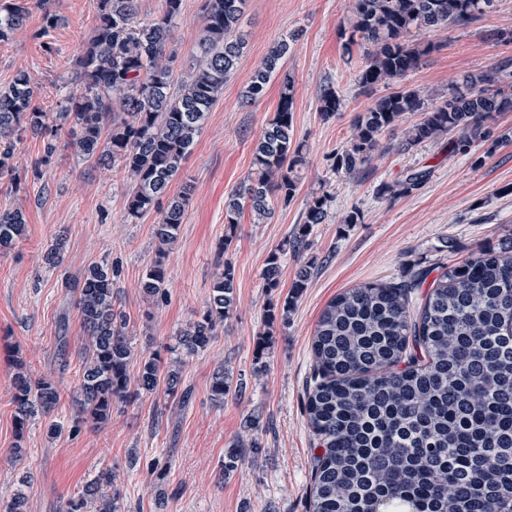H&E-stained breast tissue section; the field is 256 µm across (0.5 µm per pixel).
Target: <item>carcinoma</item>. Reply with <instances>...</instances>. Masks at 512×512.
Instances as JSON below:
<instances>
[{
    "instance_id": "cac0c4a2",
    "label": "carcinoma",
    "mask_w": 512,
    "mask_h": 512,
    "mask_svg": "<svg viewBox=\"0 0 512 512\" xmlns=\"http://www.w3.org/2000/svg\"><path fill=\"white\" fill-rule=\"evenodd\" d=\"M493 0H346L349 41L363 49L358 83L386 85L417 68L434 43L410 41L413 30L463 28ZM98 23L78 58L80 88L65 94L62 111L35 104L37 86L20 71L0 87V180L19 187L14 163L17 144L30 133L43 139L46 164L61 145L73 146L96 166L120 168L133 183L126 219L135 222L159 208L156 259L140 281L148 297L165 294L164 259L183 223L188 197L168 196L209 111L235 68L245 42L234 36L246 0H204V33L189 77L171 92L172 33L182 0H162L152 18L139 16V0H97ZM29 13L24 0H0V42L11 39ZM288 41L274 43L244 92L247 103L263 98L271 78L283 68ZM497 69L465 75L448 88V98L425 103L420 91L402 89L377 98L353 122L345 149L330 157L334 174H354L379 148L380 136L408 112L423 113L401 143L408 150L451 133L452 152L467 154L490 137L491 124L512 112V91L497 83ZM277 111L254 148V172L224 204L230 233L219 253V273L201 319L178 335L183 357L205 350L236 303L234 267L224 260L244 205L258 222L274 214L273 203L288 202L298 188L296 171L305 164L294 144V80L284 74ZM343 101L327 86L319 112L330 118ZM423 169L409 171L384 195L403 196L421 188ZM330 194L311 198L303 224L289 239L301 253L314 224L328 217ZM26 233L19 210H0V252ZM312 265L303 266L292 293L266 310L267 324L288 322ZM280 250L262 273L264 287H279ZM117 270L93 265L83 277L65 282L75 298L88 352L78 411L97 423L112 415L114 402L151 394L166 373L168 394L179 390V370L165 369L153 355L142 359L130 378L132 354L126 321L114 308ZM420 271L410 283H367L334 297L321 312L312 339L314 367L305 414L320 453L313 455L307 512H499L512 508V246L483 249L461 265L426 282ZM427 286L416 316L408 311V291ZM233 388L224 369L213 373L212 400L223 403ZM60 394L52 379L15 378L13 403L18 436L55 408ZM249 426L246 436L224 456V474L261 449ZM112 471L99 472L65 512H115L108 489Z\"/></svg>"
}]
</instances>
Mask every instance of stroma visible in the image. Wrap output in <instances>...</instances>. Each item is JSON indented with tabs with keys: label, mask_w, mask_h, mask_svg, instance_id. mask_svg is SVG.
Here are the masks:
<instances>
[{
	"label": "stroma",
	"mask_w": 512,
	"mask_h": 512,
	"mask_svg": "<svg viewBox=\"0 0 512 512\" xmlns=\"http://www.w3.org/2000/svg\"><path fill=\"white\" fill-rule=\"evenodd\" d=\"M49 9L62 17L56 27L45 29V11L33 4L22 30L0 43V86L27 71L38 87L37 104L54 112L75 85L78 56L96 24L97 0H51ZM345 19L343 0H247L240 27L243 54L171 184L172 194L188 193L189 203L165 261V298L146 299L139 288L156 257L159 213L126 222L130 183L124 172L91 166L71 146L59 148L51 163L38 169L34 162L43 152L42 139L27 135L18 144L21 187H0V209H22L28 225L25 238L0 253V512H7L20 489L28 512H62L67 500L105 469L116 475V512H306L313 436L304 402L314 365L312 337L328 302L347 289L456 265L512 240V112L501 114L489 140L466 155L449 153L444 136L402 150L407 128L421 118L408 114L382 134V151L360 174L329 172L330 157L347 145L357 113L388 92L383 85L359 87L362 53L346 48ZM203 26V0H183L173 31L181 65L176 82L186 76ZM501 29H512V0H493L468 27L427 33L436 48L403 79V87L439 102L461 75L512 64V41L488 38ZM283 37L292 40L285 67L295 80L294 138L304 146L306 164L295 197L277 204L271 220L255 223L251 211L243 210L233 243L221 256L224 201L254 169L253 146L277 109L281 84L272 80L252 104L243 103L242 93ZM327 84L343 100L341 111L328 119L318 110L320 89ZM413 168L429 172L420 189L395 198L380 194L382 185L396 184ZM323 190L332 195L328 220L313 225L301 254L283 257L278 288L265 289L267 257L290 238L307 201ZM354 209L361 223H346ZM59 238L62 261L52 268L44 254ZM221 257L235 270L234 312L204 352L179 359L177 335L200 319ZM310 261L315 268L287 324L266 328L269 302L285 296L299 268ZM95 264L119 270L114 304L129 325V375L152 354L180 361L187 399L166 396L160 387L113 404L106 425L75 424L72 396L85 355L81 321L64 282ZM268 329L271 345L256 358V343ZM63 337L64 352L58 346ZM18 358L32 378L55 380L60 391L54 410L21 435L12 401ZM220 366L242 382L243 391L218 404L211 399L210 380ZM252 421L261 453L224 474L228 448ZM53 424L61 428L54 436L48 432ZM18 443L24 448L19 458L12 453ZM25 473L31 481L23 486L19 478Z\"/></svg>",
	"instance_id": "35a3bbf8"
}]
</instances>
